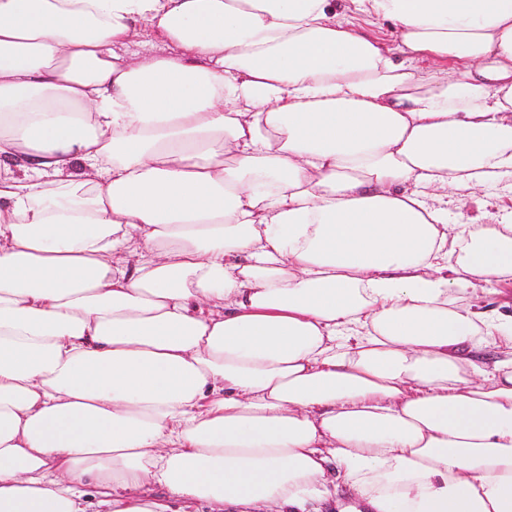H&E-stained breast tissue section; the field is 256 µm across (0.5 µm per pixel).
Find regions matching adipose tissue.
I'll return each instance as SVG.
<instances>
[{
    "label": "adipose tissue",
    "mask_w": 512,
    "mask_h": 512,
    "mask_svg": "<svg viewBox=\"0 0 512 512\" xmlns=\"http://www.w3.org/2000/svg\"><path fill=\"white\" fill-rule=\"evenodd\" d=\"M480 194L512 0H0V512H512Z\"/></svg>",
    "instance_id": "adipose-tissue-1"
}]
</instances>
